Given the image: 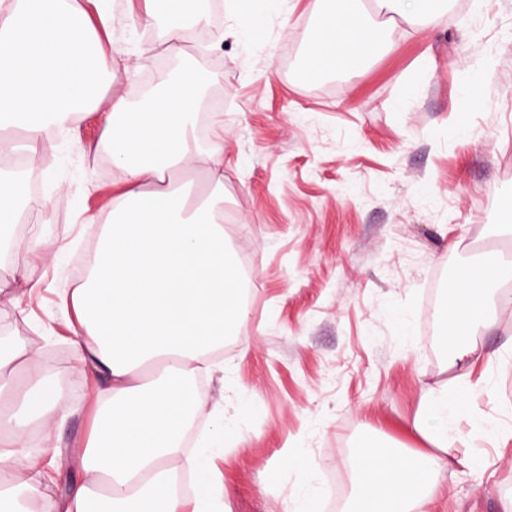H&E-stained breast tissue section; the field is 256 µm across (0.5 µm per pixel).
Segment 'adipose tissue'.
<instances>
[{
  "label": "adipose tissue",
  "instance_id": "ef3b65f1",
  "mask_svg": "<svg viewBox=\"0 0 512 512\" xmlns=\"http://www.w3.org/2000/svg\"><path fill=\"white\" fill-rule=\"evenodd\" d=\"M145 23L165 16V41L182 54L184 31L209 21V0H147ZM375 16L340 9L322 16L307 38L314 75L329 69L359 68L385 49L384 16L409 15L429 23L448 0H373ZM96 30L68 0H18L0 9V128L20 125L28 159L42 141L63 129L72 111L96 99L86 82L102 85L103 63L95 49ZM199 77L183 70L167 87L136 106L113 96L100 117L97 150L111 151L120 176L98 243L91 272L71 293L79 362L104 373L108 386L96 397L102 411L87 441L73 453L84 474L56 512H202L209 495L212 463L189 458L182 447L188 415L204 401L192 377L246 320L241 273L224 242V141L197 148L194 129ZM13 152L0 139V246L42 261H56L42 238L19 239L9 229L22 215L42 206L31 197L22 174L7 166ZM180 170H202L207 179L193 197L173 191L165 180ZM453 293L460 302L477 301L469 320L437 318L443 342L456 360L472 351L464 344L492 304L512 307V298L493 300L489 288L473 296L466 284ZM160 359L171 362L178 381L168 375L144 381L140 370ZM27 417L48 422L66 417L70 406L61 386L39 375L22 393ZM469 394L423 395L413 421L432 455L383 450L360 455L348 512H423L441 463L437 452L455 436L452 418L468 414ZM21 423L0 416V512H26L20 495H35L36 476L47 466L27 448ZM199 472L201 492L190 499L174 487L176 473Z\"/></svg>",
  "mask_w": 512,
  "mask_h": 512
}]
</instances>
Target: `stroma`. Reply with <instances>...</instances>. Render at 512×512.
<instances>
[{
    "mask_svg": "<svg viewBox=\"0 0 512 512\" xmlns=\"http://www.w3.org/2000/svg\"><path fill=\"white\" fill-rule=\"evenodd\" d=\"M98 34L112 93L161 79L157 59L217 75L224 122V235L248 260L244 325L226 342L224 369L202 373L204 432L222 436L210 496L215 512H283L304 473L317 476L312 512H345L347 462L364 443L427 454L411 422L424 393L471 390V416L435 476L427 512H512V436L474 433L476 417H512V310L467 338L479 355L456 364L426 312L451 274L492 258L494 295L512 296V231L499 201L512 189V0H452L433 23L397 17L391 50L366 68L303 78L302 40L322 0H276L261 32H238L221 0L184 54L156 56L133 36L145 0H75ZM483 77V93L467 87ZM471 134L463 136L461 125ZM99 116H82L42 142L26 165L45 200L15 235L60 248L56 264L23 254L0 261V280L33 267L38 293L0 294V338L20 371L55 377L72 407L32 433L56 467L29 512H46L81 478L67 457L89 435L104 374L77 363L75 317L61 296L94 250L85 218L105 220L119 176L94 145ZM292 460H285L286 450ZM475 458L479 467L467 466Z\"/></svg>",
    "mask_w": 512,
    "mask_h": 512,
    "instance_id": "obj_1",
    "label": "stroma"
}]
</instances>
